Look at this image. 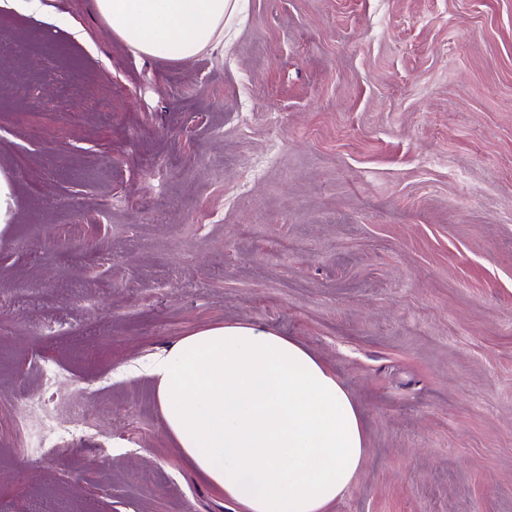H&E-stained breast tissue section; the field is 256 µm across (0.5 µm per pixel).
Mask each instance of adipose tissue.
I'll list each match as a JSON object with an SVG mask.
<instances>
[{
	"mask_svg": "<svg viewBox=\"0 0 512 512\" xmlns=\"http://www.w3.org/2000/svg\"><path fill=\"white\" fill-rule=\"evenodd\" d=\"M244 0H91L135 53L187 60L224 43ZM183 459L237 512H327L365 455L359 412L294 339L237 322L198 329L143 366Z\"/></svg>",
	"mask_w": 512,
	"mask_h": 512,
	"instance_id": "ef3b65f1",
	"label": "adipose tissue"
}]
</instances>
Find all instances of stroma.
Masks as SVG:
<instances>
[{"instance_id": "1", "label": "stroma", "mask_w": 512, "mask_h": 512, "mask_svg": "<svg viewBox=\"0 0 512 512\" xmlns=\"http://www.w3.org/2000/svg\"><path fill=\"white\" fill-rule=\"evenodd\" d=\"M45 2L0 0V512H230L137 367L238 321L360 411L327 512H512V0H247L186 61ZM36 355L93 430L41 456Z\"/></svg>"}]
</instances>
